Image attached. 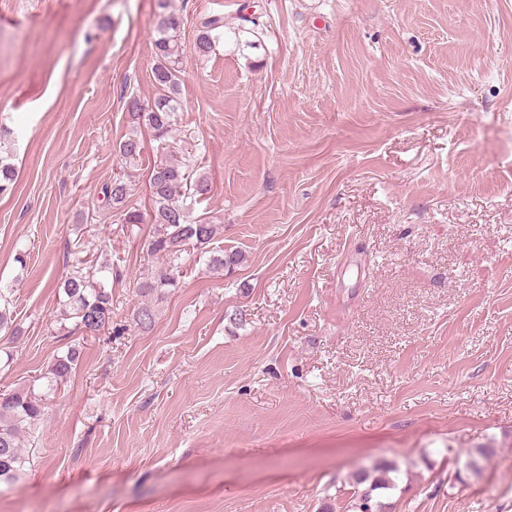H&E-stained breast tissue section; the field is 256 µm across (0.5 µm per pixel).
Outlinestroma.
Returning <instances> with one entry per match:
<instances>
[{"label":"stroma","mask_w":512,"mask_h":512,"mask_svg":"<svg viewBox=\"0 0 512 512\" xmlns=\"http://www.w3.org/2000/svg\"><path fill=\"white\" fill-rule=\"evenodd\" d=\"M183 42L175 158L211 189L192 220L245 262L162 265L103 208L128 176L151 210L156 0H0V393L67 342L82 361L26 434L0 512H512V0H170ZM258 16L202 57L201 20ZM138 134L129 166L117 145ZM122 276L126 330L60 336L76 247ZM25 254V264L15 261ZM155 312L151 330L132 313ZM489 448L477 469L467 453ZM10 130L1 126L0 130V192H5L14 183L15 169L11 162L12 154L7 148Z\"/></svg>","instance_id":"1"}]
</instances>
